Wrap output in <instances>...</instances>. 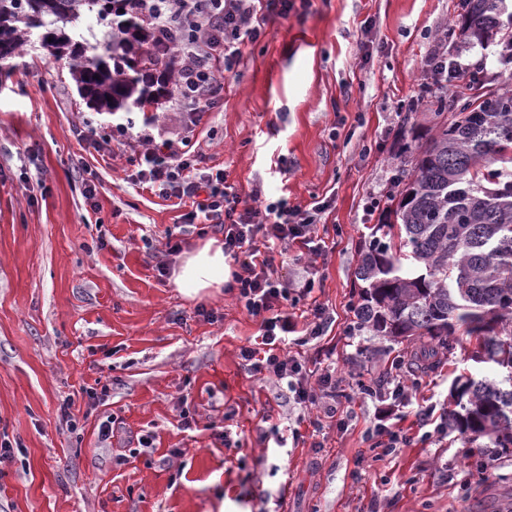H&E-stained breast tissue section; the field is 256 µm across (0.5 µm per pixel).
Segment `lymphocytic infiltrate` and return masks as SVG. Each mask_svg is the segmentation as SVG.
I'll list each match as a JSON object with an SVG mask.
<instances>
[{"instance_id":"f902f5d3","label":"lymphocytic infiltrate","mask_w":512,"mask_h":512,"mask_svg":"<svg viewBox=\"0 0 512 512\" xmlns=\"http://www.w3.org/2000/svg\"><path fill=\"white\" fill-rule=\"evenodd\" d=\"M291 5L292 0H139L141 12L152 13L161 28L181 35L174 105L182 125L176 135H167L152 113L138 124H116L111 142L126 154L133 184L190 204L186 223L204 224L223 234L224 253L234 263L227 289L260 321L259 341L240 349L243 367L286 386L296 404L314 406L318 417L345 427L350 418L336 402L332 372L311 377L286 352L288 336L297 325L284 303L310 294L315 280L308 274L283 280L276 263L281 249L292 244L321 253L315 224L329 209V200L314 199L306 211L283 199L263 205L248 201L228 184L223 170L204 166L202 156L191 149L199 128L221 103L223 74L241 60L249 43L264 35L271 15L287 16Z\"/></svg>"}]
</instances>
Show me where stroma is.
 I'll return each instance as SVG.
<instances>
[{"mask_svg": "<svg viewBox=\"0 0 512 512\" xmlns=\"http://www.w3.org/2000/svg\"><path fill=\"white\" fill-rule=\"evenodd\" d=\"M293 3L225 73L222 104L196 147L242 198L257 192L304 209L329 197L316 226L322 256L290 247L281 273L314 265V290L291 311L320 305L334 322L288 350L314 373L335 370L352 422L315 431V411L242 367L239 349L259 323L233 293L191 299L158 275L157 264L177 268L207 236L134 186L125 157L74 137L72 125L84 123L109 135L112 117L86 106L67 64L29 46L0 74V428L25 449L24 464L0 477V512H512V455H494L480 476L454 433L384 459L366 440L380 423L414 435L420 408L446 413L452 379L474 368L469 343L438 370L399 375L391 363L407 358L406 345L345 333L360 247L378 221L366 205L385 200L397 138L429 101L473 79L433 74L429 53L446 43L449 55L482 65L484 88L495 90L508 76L503 46L460 39V0ZM82 166L99 178L92 206L72 174ZM171 233L182 255L167 254ZM105 378L109 398L91 405L83 387ZM394 378L405 399L359 392ZM66 398L80 417L74 432L59 413ZM184 407L195 429H178ZM267 413L291 431L286 447L266 437ZM108 414L119 424L106 449L98 424ZM226 427L231 448L213 437ZM142 434L152 447L113 464V451Z\"/></svg>", "mask_w": 512, "mask_h": 512, "instance_id": "stroma-1", "label": "stroma"}]
</instances>
